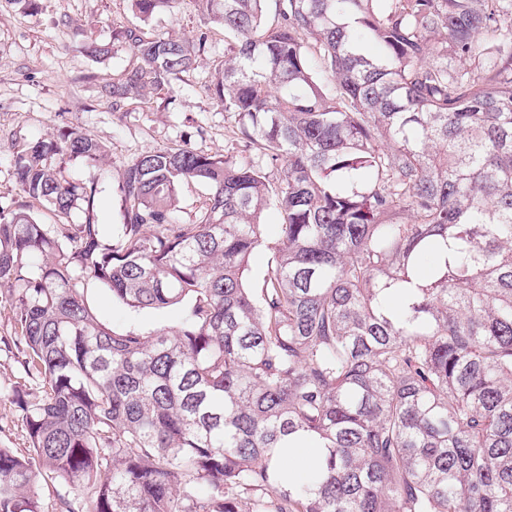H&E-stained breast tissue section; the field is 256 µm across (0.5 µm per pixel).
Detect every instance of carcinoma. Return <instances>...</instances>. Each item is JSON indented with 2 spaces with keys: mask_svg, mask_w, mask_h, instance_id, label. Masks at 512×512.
<instances>
[{
  "mask_svg": "<svg viewBox=\"0 0 512 512\" xmlns=\"http://www.w3.org/2000/svg\"><path fill=\"white\" fill-rule=\"evenodd\" d=\"M146 23L182 0H130ZM224 28L207 90L235 123L222 154L156 148L120 167L123 222L55 155L18 149L20 191L80 224L0 207V286L28 371L34 456L0 448V512H41L53 475L88 512H512V0H192ZM135 63L117 105L197 67L209 35L120 31ZM204 206H177L182 187ZM279 215L267 239L264 213ZM271 253L260 281L250 254ZM447 251L420 285L418 259ZM96 282L145 334L100 323ZM411 296L404 315L384 291ZM304 435L312 482L280 471ZM209 494L201 496V487ZM87 302L100 321L114 330L135 329L144 333L176 326L182 319V306H173L164 312L135 313L112 299V292L97 283L85 290Z\"/></svg>",
  "mask_w": 512,
  "mask_h": 512,
  "instance_id": "cac0c4a2",
  "label": "carcinoma"
}]
</instances>
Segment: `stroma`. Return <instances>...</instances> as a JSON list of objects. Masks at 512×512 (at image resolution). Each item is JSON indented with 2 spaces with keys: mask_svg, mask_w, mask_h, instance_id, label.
<instances>
[{
  "mask_svg": "<svg viewBox=\"0 0 512 512\" xmlns=\"http://www.w3.org/2000/svg\"><path fill=\"white\" fill-rule=\"evenodd\" d=\"M137 25L127 0H38L33 14L15 0H0V206L24 204L40 223H60V216L24 199L15 178L13 150L70 129L90 135L107 149V159L99 163L54 158L63 179L97 184L95 213L107 228L122 220L121 201L113 188L125 161L154 148L186 143L204 154L223 153L234 137V122L206 90L224 57L223 29L207 23L190 0L179 10L160 12L139 25L150 34L190 36L209 29L212 50L195 70L173 81L170 91L148 100L127 99L116 107L105 87L132 65L131 53L124 44L114 43V53L95 60L80 46L91 40L113 43L114 30ZM85 296L99 320L115 330L148 333L176 326L182 319L178 305L160 313L132 312L95 283L89 284ZM16 337L13 301L2 287L0 448L29 457L33 449L12 393L20 391L25 400L34 402L43 388L26 374Z\"/></svg>",
  "mask_w": 512,
  "mask_h": 512,
  "instance_id": "1",
  "label": "stroma"
}]
</instances>
